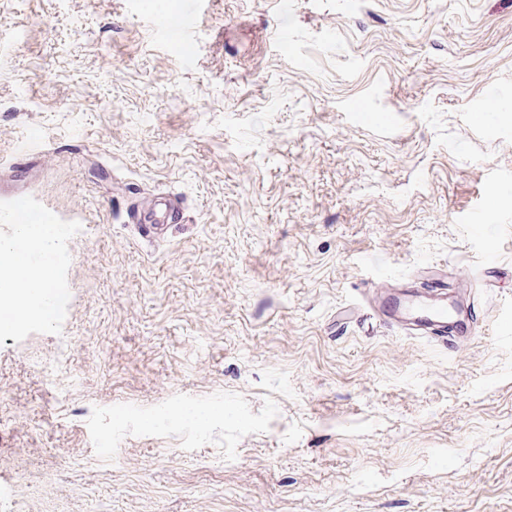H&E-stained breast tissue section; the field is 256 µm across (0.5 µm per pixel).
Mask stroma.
<instances>
[{"instance_id":"obj_1","label":"stroma","mask_w":512,"mask_h":512,"mask_svg":"<svg viewBox=\"0 0 512 512\" xmlns=\"http://www.w3.org/2000/svg\"><path fill=\"white\" fill-rule=\"evenodd\" d=\"M8 181L0 512H512V277L454 351L362 294L512 266V0H0ZM174 210L175 205L170 199L159 197L155 199L146 215H136L133 219L140 224L139 227L145 237L156 238L163 235V231L169 226ZM22 261V253L17 249L13 240H2L0 242V299L12 306L16 312L23 316L30 312V298L32 295L42 294L51 277L49 270H43L40 277L22 281L17 271H20L22 278L35 274L38 270L31 265L25 266Z\"/></svg>"}]
</instances>
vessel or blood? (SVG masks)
Returning <instances> with one entry per match:
<instances>
[{"label": "vessel or blood", "instance_id": "vessel-or-blood-1", "mask_svg": "<svg viewBox=\"0 0 512 512\" xmlns=\"http://www.w3.org/2000/svg\"><path fill=\"white\" fill-rule=\"evenodd\" d=\"M174 209L170 199L156 198L146 215L137 219L144 236H161ZM420 279L423 287L419 290L409 285L396 290L388 281L379 280L368 290L371 309L381 320L404 331L446 337L457 346L479 335L480 326L468 315L463 304L470 301L474 283L491 287L488 277L477 280L467 270L428 265L421 269Z\"/></svg>", "mask_w": 512, "mask_h": 512}]
</instances>
